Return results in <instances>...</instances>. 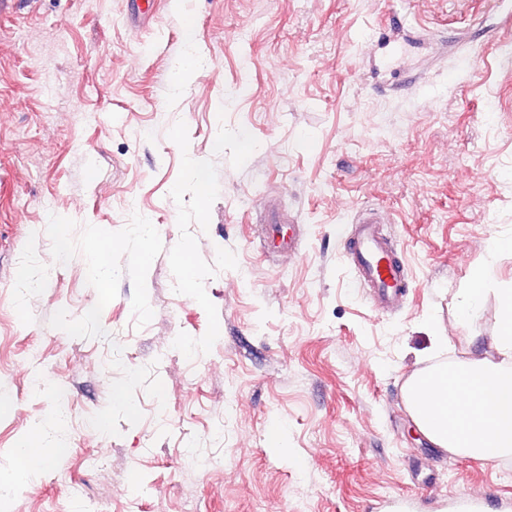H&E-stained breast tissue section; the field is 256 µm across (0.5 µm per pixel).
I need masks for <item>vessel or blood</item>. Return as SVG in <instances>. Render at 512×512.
<instances>
[{
  "instance_id": "1",
  "label": "vessel or blood",
  "mask_w": 512,
  "mask_h": 512,
  "mask_svg": "<svg viewBox=\"0 0 512 512\" xmlns=\"http://www.w3.org/2000/svg\"><path fill=\"white\" fill-rule=\"evenodd\" d=\"M349 255L360 291L368 292L382 309L401 305L407 288L398 249L377 226L376 218L361 214L349 238Z\"/></svg>"
}]
</instances>
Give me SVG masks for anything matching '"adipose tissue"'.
I'll return each mask as SVG.
<instances>
[{"instance_id": "ef3b65f1", "label": "adipose tissue", "mask_w": 512, "mask_h": 512, "mask_svg": "<svg viewBox=\"0 0 512 512\" xmlns=\"http://www.w3.org/2000/svg\"><path fill=\"white\" fill-rule=\"evenodd\" d=\"M466 384L444 370L413 375L406 401L423 435L451 454L487 461L512 454V371L474 358Z\"/></svg>"}]
</instances>
